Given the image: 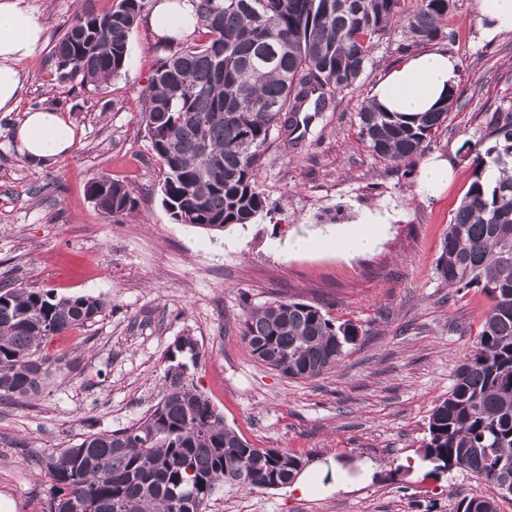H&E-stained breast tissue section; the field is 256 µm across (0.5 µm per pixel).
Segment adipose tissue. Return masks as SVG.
<instances>
[{
	"instance_id": "1",
	"label": "adipose tissue",
	"mask_w": 512,
	"mask_h": 512,
	"mask_svg": "<svg viewBox=\"0 0 512 512\" xmlns=\"http://www.w3.org/2000/svg\"><path fill=\"white\" fill-rule=\"evenodd\" d=\"M150 26L163 42L193 34L197 26L192 0H156ZM44 41V29L22 0H0V112L17 108L25 85L17 67ZM458 84V64L448 53L429 51L409 57L379 83L373 93L388 112L415 115L438 108ZM18 149L36 162L56 160L75 140V130L60 112L29 110L17 129ZM387 210L368 213L361 224L345 228L330 244L337 253L353 257L373 250L379 243L380 225L390 223Z\"/></svg>"
}]
</instances>
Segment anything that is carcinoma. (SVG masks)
<instances>
[{
    "label": "carcinoma",
    "instance_id": "cac0c4a2",
    "mask_svg": "<svg viewBox=\"0 0 512 512\" xmlns=\"http://www.w3.org/2000/svg\"><path fill=\"white\" fill-rule=\"evenodd\" d=\"M204 40L155 64L142 92L145 131L165 168L162 203L180 224L221 231L252 223L266 206L258 185L274 134L305 137L310 113L324 112L336 91L359 82L374 45L398 31L413 43L447 37L455 0H193ZM144 0H121L103 15L86 13L55 44L63 79L100 87L129 58V38ZM445 104L409 119L373 100L359 112L373 154L412 161L448 120ZM472 181L448 224L436 273L448 286L475 288L492 304L475 344L455 372L448 396L429 416L421 457L434 471L473 473L489 494L464 498L456 512H498L512 487V109L493 112L467 142ZM500 177L486 186L485 168ZM89 199L120 221L135 208L127 186L92 179ZM103 304L42 290L0 287V399H28L48 376L47 343L93 321ZM360 336L321 308L278 300L250 309L242 341L262 365L292 379L334 369ZM200 349L179 336L168 357L160 400L136 425L87 433L37 462L51 482L47 512H207L226 483L250 490L289 485L302 468L286 449L249 445L194 384Z\"/></svg>",
    "mask_w": 512,
    "mask_h": 512
}]
</instances>
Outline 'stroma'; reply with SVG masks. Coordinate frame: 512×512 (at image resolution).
<instances>
[{"instance_id": "35a3bbf8", "label": "stroma", "mask_w": 512, "mask_h": 512, "mask_svg": "<svg viewBox=\"0 0 512 512\" xmlns=\"http://www.w3.org/2000/svg\"><path fill=\"white\" fill-rule=\"evenodd\" d=\"M119 2L23 0L45 41L18 65L25 93L16 111L0 112V282L90 296L103 311L47 344L53 373L37 396L0 403V497L12 512H46L51 483L37 459L140 420L159 400L167 356L184 334L201 350L195 385L253 447L288 450L308 468L337 461L355 477L348 489L307 497L227 484L208 512H456L459 500L487 495L472 474H432L419 450L490 305L483 293L449 287L435 266L472 180L461 147L496 109L512 107V32L486 38L476 0H456L447 38L434 43L458 59L462 91L427 151L452 171L438 192L419 191L417 173L377 157L360 135L363 100L409 56L395 34L374 46L357 86L333 95L299 145L267 151L266 212L212 232L177 223L161 203L163 165L145 133L141 94L166 50L147 18L109 84L59 77L56 42L77 16ZM32 108L73 123L67 155L50 163L20 155L15 131ZM99 176L124 182L136 201L121 223L86 195ZM383 208L395 218L371 253L346 259L318 244L286 251L289 237L330 236ZM283 299L361 328L339 366L290 379L251 356L241 339L245 309Z\"/></svg>"}]
</instances>
